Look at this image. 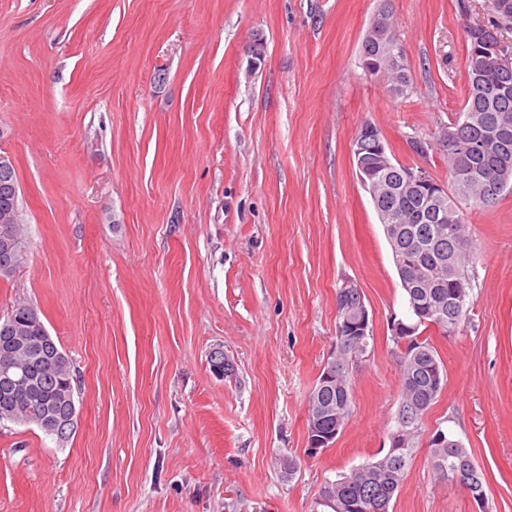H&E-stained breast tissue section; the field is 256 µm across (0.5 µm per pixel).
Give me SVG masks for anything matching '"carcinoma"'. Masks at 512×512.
Masks as SVG:
<instances>
[{"instance_id":"carcinoma-1","label":"carcinoma","mask_w":512,"mask_h":512,"mask_svg":"<svg viewBox=\"0 0 512 512\" xmlns=\"http://www.w3.org/2000/svg\"><path fill=\"white\" fill-rule=\"evenodd\" d=\"M496 21L465 26L466 54L464 69L467 86L460 112L448 121L446 128L458 133L466 145L477 140L488 142L480 155L457 151L436 143L448 161V191H439L442 215L446 220L435 224L423 217L421 192L397 194L390 201L391 223L402 224L409 233L397 244L390 245L395 266L402 276L417 284L403 289V310L393 315L413 327L407 353L399 354L400 404L396 433L405 437L406 446L394 449L386 457L380 449L372 459L328 481L321 488L317 505L331 512H350L340 501L357 504L365 512H390V506L402 488L409 464L416 456L422 435V419L443 390L447 373L437 351L423 333L435 328L443 336L448 329L459 333L469 318L473 304L472 276L469 273L475 256L465 233L466 216L474 209L495 207L512 193V66H488L481 60L512 57V0H495ZM362 63L376 67L374 75L390 83L397 94L403 83H411L407 63L401 61L400 44L392 47L363 39ZM499 187L495 196H487V187ZM18 185L14 166L0 167V210L17 206ZM352 371L344 370L341 386H329L323 378L309 394V413L315 407L344 406V419H349L353 405ZM74 396V377L70 372L55 370L38 375L35 395H21L15 413L0 415V422L24 419V407H48L56 421L69 416V399ZM438 444L428 440L429 462L438 478L463 486H477L485 491L486 479L469 450L449 430Z\"/></svg>"}]
</instances>
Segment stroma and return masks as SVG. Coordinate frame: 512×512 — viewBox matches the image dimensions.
Listing matches in <instances>:
<instances>
[{
	"label": "stroma",
	"mask_w": 512,
	"mask_h": 512,
	"mask_svg": "<svg viewBox=\"0 0 512 512\" xmlns=\"http://www.w3.org/2000/svg\"><path fill=\"white\" fill-rule=\"evenodd\" d=\"M468 12H461V2ZM379 0H0V155L27 243L0 318L36 307L74 375L67 443L0 423V512H329L315 500L389 443L402 289L356 175L366 122L440 182L435 142L465 96L466 23L493 0H394L412 91L365 74ZM473 305L428 335L451 428L512 512V194L472 211ZM373 318L353 413L309 455L308 395L336 341V290ZM223 348L236 373L209 364ZM293 458L284 476L280 462ZM393 512H475L420 445Z\"/></svg>",
	"instance_id": "stroma-1"
}]
</instances>
